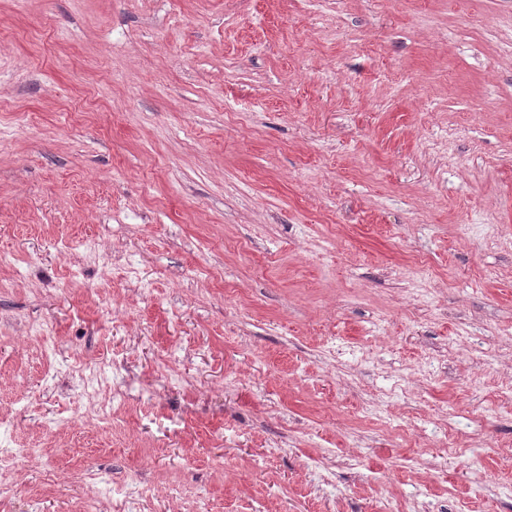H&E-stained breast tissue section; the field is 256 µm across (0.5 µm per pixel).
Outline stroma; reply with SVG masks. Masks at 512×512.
<instances>
[{
    "label": "stroma",
    "mask_w": 512,
    "mask_h": 512,
    "mask_svg": "<svg viewBox=\"0 0 512 512\" xmlns=\"http://www.w3.org/2000/svg\"><path fill=\"white\" fill-rule=\"evenodd\" d=\"M1 257L0 512H512V0H0Z\"/></svg>",
    "instance_id": "1"
}]
</instances>
